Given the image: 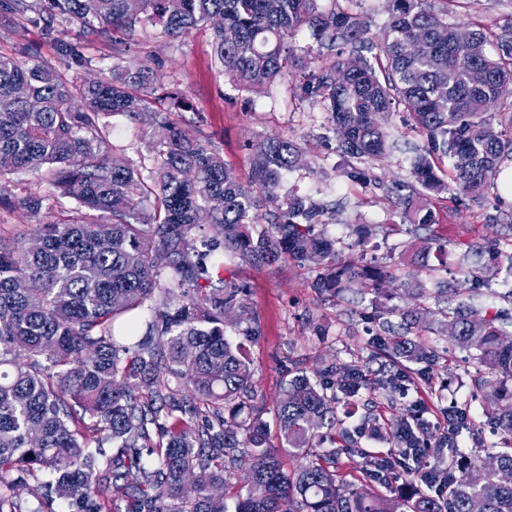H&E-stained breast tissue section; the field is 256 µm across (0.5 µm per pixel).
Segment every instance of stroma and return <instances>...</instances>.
<instances>
[{"instance_id":"1","label":"stroma","mask_w":512,"mask_h":512,"mask_svg":"<svg viewBox=\"0 0 512 512\" xmlns=\"http://www.w3.org/2000/svg\"><path fill=\"white\" fill-rule=\"evenodd\" d=\"M426 6L437 13H447L454 23L495 27L512 18V0H458L448 6L446 0H427ZM81 46L86 67L75 69V79L96 75L110 64L113 56L123 60L153 62L161 83L178 88L193 106L183 118L189 130H201L222 147L224 161L241 179L250 176V146L268 137L284 135L296 140L305 151V163L285 174L280 190L299 189L300 193L327 204H339L335 220L321 231L329 237L353 240L352 230L360 224H372L376 234L366 258L391 274L385 284L394 305L406 306L399 292L402 280L411 273V253L419 246L418 238L408 235L404 225L395 223L391 187L410 180V159L426 140L406 130L398 116L386 118L385 124L397 149L370 167L377 178L366 188L340 176V157L322 139L321 123L313 121L312 107L294 96V77L283 78L269 91L236 90L212 63V46L206 30H194L189 36L169 42L152 39L148 30L117 37L112 29L95 33L80 29H60L57 39H49L35 26L0 14V52L21 53L31 50L49 63L62 67L66 61L56 49L57 40ZM433 207L439 222L432 235L449 238L448 276L457 287L471 290L477 309L503 307L499 298L500 277L484 274L480 285H473L461 271L463 245L497 240L500 248L512 247L507 236H496L493 227L512 222V200H505L498 186H490L484 200L474 203L444 194L436 197ZM65 213L53 199H46L38 218H29L18 207L0 206V229L21 237L23 244L33 240L36 223L62 222ZM220 272L225 280L244 284L247 301L258 317V332L237 337L255 370L254 393L263 406V418L269 433H276L274 407L288 387L296 370L315 376L329 365L357 360L370 364L369 335L363 321L355 315L348 296L334 297L313 287L315 274L309 266L283 260L273 266H259L241 261H225ZM432 385L440 389L439 408H451L470 402L477 433H463L460 446L465 451L487 455L497 437L482 415V397L472 385V373L459 353L443 355L431 370ZM372 415L380 418L381 428L359 435L362 448L384 452L388 449L386 423L404 413L400 403L391 402L381 390L364 391Z\"/></svg>"}]
</instances>
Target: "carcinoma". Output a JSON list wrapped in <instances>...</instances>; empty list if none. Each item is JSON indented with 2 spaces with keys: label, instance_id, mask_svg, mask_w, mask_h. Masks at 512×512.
I'll list each match as a JSON object with an SVG mask.
<instances>
[{
  "label": "carcinoma",
  "instance_id": "carcinoma-1",
  "mask_svg": "<svg viewBox=\"0 0 512 512\" xmlns=\"http://www.w3.org/2000/svg\"><path fill=\"white\" fill-rule=\"evenodd\" d=\"M0 0V14L56 27H112L126 34L151 25L169 40L209 30L216 66L230 84L252 91L301 71L296 95L321 107L324 128L342 157L341 176L371 183L363 164L390 148L379 122L400 113L427 137L417 154L401 223H438L435 195L454 190L480 202L512 159V107H489L512 97V19L470 28L427 8L425 0H387L385 39L375 62L362 54L367 21L354 0ZM308 31L334 57L296 44ZM59 55L84 64L79 47L58 41ZM189 106L164 87L148 62L114 63L94 79L77 81L35 55L0 53V206L38 217L48 197L74 201L67 219L37 224L38 246L0 234V512H22L19 487L42 503L61 500L70 512H512V309L481 314L460 292L447 293L446 245L427 239L415 252L423 275L401 283L405 307L364 314L373 329L379 378L358 362L331 366L312 379L297 374L275 408L281 447L299 463L288 468L268 444L263 407L253 403L254 369L228 337L227 326L255 333L245 289L216 271L215 254L246 263L283 259L307 264L313 287L360 297L376 295L387 271L366 261L372 228L357 231L352 255L339 260L336 241L316 232L332 213L312 198L280 194L285 173L304 149L285 137L252 146V180L243 185L212 138L192 134L173 118ZM156 124L146 169L115 152L108 118ZM450 160L443 179L435 158ZM44 171V191L16 198L12 176ZM273 220L259 222L262 205ZM208 218L207 250L194 231ZM487 270L502 277L512 303V251L496 250ZM434 306H429V301ZM427 332L448 340L476 367V390L503 448L464 456L459 433L473 427L469 410L448 414L431 432L412 400L391 424L393 444L372 454L340 427L336 405L378 387L402 398L440 359ZM104 434L112 448L90 450ZM442 460L431 471L418 456ZM359 454L369 476L406 477L402 493L347 481L338 465ZM245 463L247 477L234 510L215 493L228 472Z\"/></svg>",
  "mask_w": 512,
  "mask_h": 512
}]
</instances>
